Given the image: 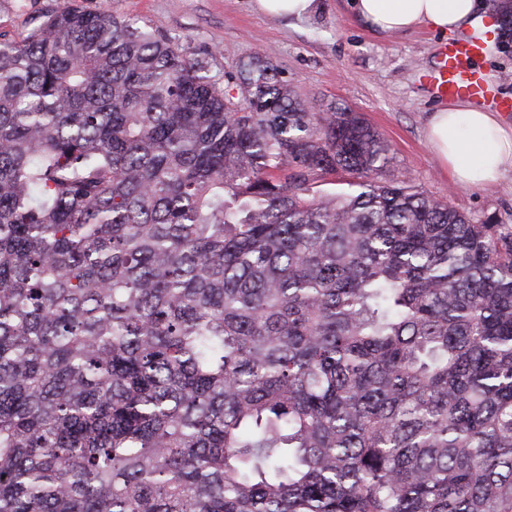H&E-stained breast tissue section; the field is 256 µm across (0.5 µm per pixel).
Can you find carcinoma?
Instances as JSON below:
<instances>
[{"label": "carcinoma", "instance_id": "1", "mask_svg": "<svg viewBox=\"0 0 512 512\" xmlns=\"http://www.w3.org/2000/svg\"><path fill=\"white\" fill-rule=\"evenodd\" d=\"M211 59L0 42V512H512V224Z\"/></svg>", "mask_w": 512, "mask_h": 512}]
</instances>
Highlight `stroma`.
<instances>
[{
	"label": "stroma",
	"instance_id": "1",
	"mask_svg": "<svg viewBox=\"0 0 512 512\" xmlns=\"http://www.w3.org/2000/svg\"><path fill=\"white\" fill-rule=\"evenodd\" d=\"M87 11L106 9L175 38L186 52L215 50L214 73L235 71L260 53L278 66L296 93L320 108L345 106L360 114L388 144L392 163L425 194L456 210L512 224V166L478 190L456 186L427 138L441 102L422 80L441 36L420 28L391 37L370 32L349 0H317L301 19L269 18L252 0H75ZM63 0H0V37L22 40Z\"/></svg>",
	"mask_w": 512,
	"mask_h": 512
}]
</instances>
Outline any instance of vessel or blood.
Returning <instances> with one entry per match:
<instances>
[{
  "label": "vessel or blood",
  "instance_id": "obj_1",
  "mask_svg": "<svg viewBox=\"0 0 512 512\" xmlns=\"http://www.w3.org/2000/svg\"><path fill=\"white\" fill-rule=\"evenodd\" d=\"M494 37V19L488 16L480 34H462L441 44L434 66L422 73L432 95L475 100L498 112H512V97L500 94L497 84L476 66Z\"/></svg>",
  "mask_w": 512,
  "mask_h": 512
}]
</instances>
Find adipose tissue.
I'll use <instances>...</instances> for the list:
<instances>
[{
	"mask_svg": "<svg viewBox=\"0 0 512 512\" xmlns=\"http://www.w3.org/2000/svg\"><path fill=\"white\" fill-rule=\"evenodd\" d=\"M355 17L381 36L419 27L441 35L474 27L481 19L478 0H350ZM428 140L453 182L480 189L512 164V125L498 113L459 102L433 112Z\"/></svg>",
	"mask_w": 512,
	"mask_h": 512,
	"instance_id": "adipose-tissue-1",
	"label": "adipose tissue"
}]
</instances>
